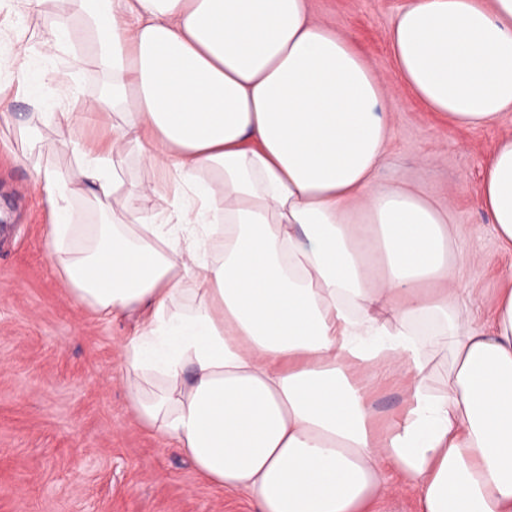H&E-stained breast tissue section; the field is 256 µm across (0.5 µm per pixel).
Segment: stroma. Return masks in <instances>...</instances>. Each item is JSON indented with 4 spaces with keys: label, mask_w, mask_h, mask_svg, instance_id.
Returning a JSON list of instances; mask_svg holds the SVG:
<instances>
[{
    "label": "stroma",
    "mask_w": 512,
    "mask_h": 512,
    "mask_svg": "<svg viewBox=\"0 0 512 512\" xmlns=\"http://www.w3.org/2000/svg\"><path fill=\"white\" fill-rule=\"evenodd\" d=\"M406 0H311L313 14L339 30L363 54L388 89L393 125L379 181H404L429 200L450 205L462 231L452 251L459 287L473 289L474 319L489 315L496 294L512 281V254L500 249L489 216L476 205L496 138L512 133V112L497 123L460 130L434 118L394 76L388 33ZM56 0L19 10L0 0V41L40 32L53 22ZM110 83L88 60L73 86L81 109L94 107ZM14 128L0 132V512H255L242 493L223 494L192 463L135 418L120 380L124 343L143 318L100 320L77 306L58 276L48 244V208L36 170L50 166L75 176L77 162L55 125L32 118L24 99L11 102ZM34 122L26 148L17 124ZM121 177L126 190L109 205L134 219L164 208L170 195L160 174L129 147ZM150 184L157 197L135 191ZM479 260L468 263V255Z\"/></svg>",
    "instance_id": "1"
}]
</instances>
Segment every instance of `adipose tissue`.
<instances>
[{"label":"adipose tissue","instance_id":"obj_1","mask_svg":"<svg viewBox=\"0 0 512 512\" xmlns=\"http://www.w3.org/2000/svg\"><path fill=\"white\" fill-rule=\"evenodd\" d=\"M90 49L111 75L96 108L121 122L88 143L71 102L47 113L80 164L38 170L56 265L99 318L147 319L121 379L140 424L257 512H372L393 487L419 512H512V283L476 323L449 249L447 211L378 183L393 128L386 88L308 0H84ZM68 19L42 37L64 71L8 47L33 109L44 79L85 56ZM399 81L433 112L480 127L512 112V0H408L390 29ZM178 186L171 212L120 217L70 249L72 200L116 197L126 147ZM220 183L203 179L206 170ZM478 205L512 251V133ZM224 236L221 259L206 242ZM179 295L193 303L175 305ZM434 325L448 389L428 385L417 337ZM402 379L398 421L376 431L380 368Z\"/></svg>","mask_w":512,"mask_h":512}]
</instances>
